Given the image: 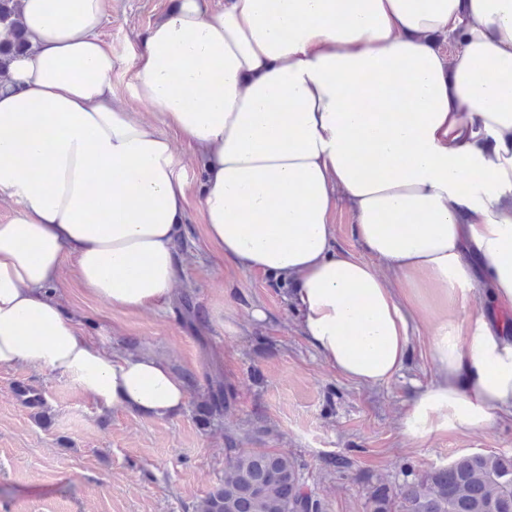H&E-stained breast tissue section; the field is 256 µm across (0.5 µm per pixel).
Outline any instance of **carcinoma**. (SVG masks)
Segmentation results:
<instances>
[{
  "instance_id": "obj_1",
  "label": "carcinoma",
  "mask_w": 512,
  "mask_h": 512,
  "mask_svg": "<svg viewBox=\"0 0 512 512\" xmlns=\"http://www.w3.org/2000/svg\"><path fill=\"white\" fill-rule=\"evenodd\" d=\"M20 0H0V72L26 44L20 32ZM179 310L193 323L198 315L189 291L179 298ZM236 402V392L221 372L206 376L201 404L195 408L200 425L221 423ZM255 444L244 447V442ZM324 466L339 476L352 468L346 455H331ZM308 466L288 448H266L258 436L243 438L224 430V480L207 493L194 512H326V504L311 488ZM402 482H377L370 488L368 512H512V456L474 452L443 466H406Z\"/></svg>"
}]
</instances>
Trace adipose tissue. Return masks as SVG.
<instances>
[{
    "label": "adipose tissue",
    "instance_id": "ef3b65f1",
    "mask_svg": "<svg viewBox=\"0 0 512 512\" xmlns=\"http://www.w3.org/2000/svg\"><path fill=\"white\" fill-rule=\"evenodd\" d=\"M105 0H21L28 44L0 74V366L66 377L97 404L166 417L185 381L151 352L83 336L58 297L135 312L171 296L187 183L204 159L208 242L293 287L302 336L347 380L390 382L428 325L436 380L415 440L512 418V0H180L143 36L117 106ZM461 38L449 54L431 36ZM346 205L359 258L336 246Z\"/></svg>",
    "mask_w": 512,
    "mask_h": 512
}]
</instances>
